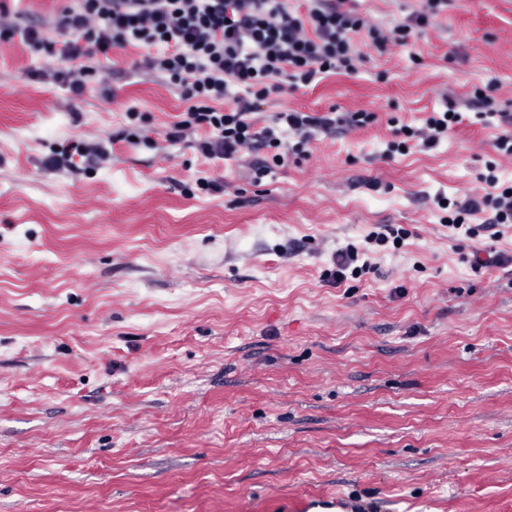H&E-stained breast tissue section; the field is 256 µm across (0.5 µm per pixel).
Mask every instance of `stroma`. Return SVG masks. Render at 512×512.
I'll return each mask as SVG.
<instances>
[{
  "mask_svg": "<svg viewBox=\"0 0 512 512\" xmlns=\"http://www.w3.org/2000/svg\"><path fill=\"white\" fill-rule=\"evenodd\" d=\"M112 96L30 79L0 42V512H289L339 496L371 512H512V229L470 240L435 195L463 197L498 130L463 120L431 150L384 155L396 124L489 88L512 113V0H455L351 74L271 94L254 115L367 110L253 183L169 144L186 103L142 69ZM150 115L148 143L94 173L51 172L66 140ZM224 191L196 192L199 174ZM377 224L409 232L375 268L325 280Z\"/></svg>",
  "mask_w": 512,
  "mask_h": 512,
  "instance_id": "1",
  "label": "stroma"
}]
</instances>
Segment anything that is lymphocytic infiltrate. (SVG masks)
Listing matches in <instances>:
<instances>
[{"label":"lymphocytic infiltrate","mask_w":512,"mask_h":512,"mask_svg":"<svg viewBox=\"0 0 512 512\" xmlns=\"http://www.w3.org/2000/svg\"><path fill=\"white\" fill-rule=\"evenodd\" d=\"M450 2L425 0L422 10L385 29L358 13L354 0H308L303 12L288 0H78L60 12L54 40L44 36L38 22L16 26L1 8L0 40L21 36L42 58L36 79L76 96L90 83L105 88L114 79L113 69L95 68L89 58L130 45L148 48L144 66L165 76L188 103L170 124L167 141L192 142L209 160L234 161L249 147L264 151L252 169V181L259 184L288 158L306 156L319 134L365 127L375 115L332 110L318 116L287 109L258 129L253 120L258 102L331 72L356 71L362 46L384 52L405 44L413 30L425 28ZM471 104L478 123L498 124V156L511 157L512 114L497 109L494 98L479 87ZM462 119L457 102L449 101L422 126H401L384 154H403L413 145L434 148ZM112 142H72L53 150L44 164L51 171L93 172L111 164ZM498 173L496 161H487L479 176L488 187L484 194L464 200L436 195L449 227L470 239L485 226L512 228V186L501 183ZM480 212L487 216L485 226L469 224V217ZM407 236L397 225H376L362 244L338 247L326 275L337 283L360 278L371 271L376 249L400 248Z\"/></svg>","instance_id":"obj_1"}]
</instances>
